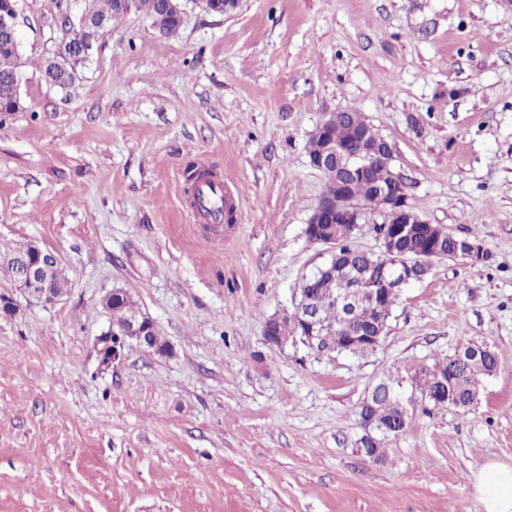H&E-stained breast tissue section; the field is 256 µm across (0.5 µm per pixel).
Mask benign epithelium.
I'll return each mask as SVG.
<instances>
[{
	"label": "benign epithelium",
	"mask_w": 512,
	"mask_h": 512,
	"mask_svg": "<svg viewBox=\"0 0 512 512\" xmlns=\"http://www.w3.org/2000/svg\"><path fill=\"white\" fill-rule=\"evenodd\" d=\"M19 11L14 7L0 10V36L16 39L18 34ZM79 24L85 30L96 33L102 38L109 32L108 22L89 12H83ZM89 59L87 44L77 33H72L58 50L49 58V63H57L61 54ZM20 76L16 75L5 86L4 94L10 98L11 111L20 112L24 105L20 96ZM339 113H331L317 125L313 135L323 143L322 151L310 159V164L320 171L326 179V188L318 204L309 216L306 232L311 241L329 246L333 249V260L321 267L315 276H329L338 281L334 299L338 306L350 308L352 303L364 301L369 306L376 305L381 292L365 273L350 269V265L338 262L334 252L336 248V225L349 224L359 228L364 211L371 207L383 217V223L392 225L391 233H378L381 244V254L393 259L391 277L383 282V287L397 288L409 282L414 272L420 268H428L436 260L447 257V254L437 248L431 249L420 257H406L397 250V241L409 233L423 230L430 238L440 240L447 237L445 227L431 224L419 216L409 203L407 184L396 174L394 182L379 189L369 200H357L347 192V180L364 173L373 165L380 162L394 161V149L388 140L374 146L351 139L345 142L336 140L332 129L336 127ZM454 255L466 260L476 261L484 256V248L466 240L455 242ZM19 267V276L13 288L15 293L29 301L43 304H53L63 295L58 285L64 280L57 255L39 244H32L30 254L15 260ZM289 318L295 321L301 329L299 339L314 346V340L323 335L324 327L319 320V311L315 307L307 289H300V300L291 313L274 316L273 322H281ZM152 321L137 312L119 324L109 323L108 329L97 339V355L102 367H109L120 360L126 348L136 345L145 351L157 352L150 334ZM384 329L379 328L373 335L346 336L336 341L331 351L345 350L350 345H356L366 351L377 347Z\"/></svg>",
	"instance_id": "7a95c632"
}]
</instances>
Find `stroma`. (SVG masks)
I'll return each mask as SVG.
<instances>
[{"label": "stroma", "mask_w": 512, "mask_h": 512, "mask_svg": "<svg viewBox=\"0 0 512 512\" xmlns=\"http://www.w3.org/2000/svg\"><path fill=\"white\" fill-rule=\"evenodd\" d=\"M88 0H20L25 109L0 114V246L36 242L69 278L0 316V512H483L474 475L512 462V0H185L176 35L131 11L71 87L42 62ZM360 113L394 147L415 211L487 256L435 261L398 292L371 352L264 343L330 257L308 218V143ZM239 200L195 224L187 165ZM124 290L172 346L100 369L102 306ZM499 358L467 410L415 372L462 346ZM385 377L404 431L361 444Z\"/></svg>", "instance_id": "1"}]
</instances>
